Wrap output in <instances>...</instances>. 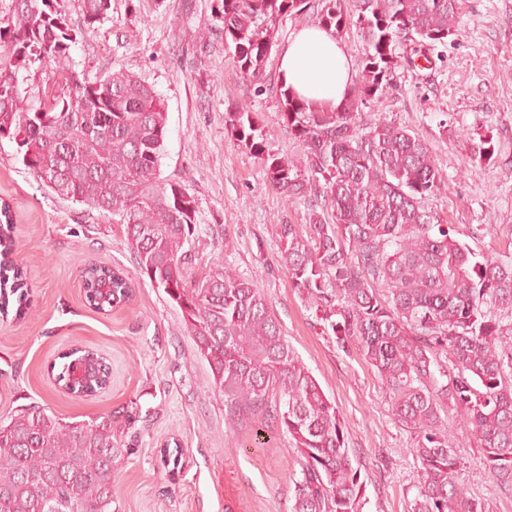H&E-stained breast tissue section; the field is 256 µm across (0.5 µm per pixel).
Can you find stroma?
<instances>
[{"label":"stroma","instance_id":"obj_1","mask_svg":"<svg viewBox=\"0 0 512 512\" xmlns=\"http://www.w3.org/2000/svg\"><path fill=\"white\" fill-rule=\"evenodd\" d=\"M81 37L72 55L89 78L112 70L136 74L167 113L161 172L196 199L192 269L203 277L235 269L263 288L301 362L337 405L347 445L361 468L358 512H411L418 463L413 435L395 420L381 384L353 344H340L328 321L292 285L281 264L276 227L305 223L309 204L285 201L264 163L232 136L229 112H252L268 153L299 157L302 147L280 116L278 53L266 63L263 89L244 78L224 45L223 0H112L110 16L86 30L80 0H59ZM393 89L361 110L424 139L447 189L427 205L473 249L512 245V0H466L457 34L429 60L405 62ZM492 138V159L470 154V137ZM0 141V202L14 224L15 253L27 271L23 313H0V423L16 409L45 408L67 422L136 409L132 451L118 466L119 512H291L298 454L286 436L256 417L224 420L210 368L196 353L181 311L142 277L124 225L54 196ZM480 229V238L471 230ZM116 266L136 284L130 301L102 313L84 298L78 265ZM75 345L109 361V387L93 398L59 389L51 366ZM461 478L486 512H512L504 490L481 462L477 437L455 411ZM177 446L179 466L160 462Z\"/></svg>","mask_w":512,"mask_h":512}]
</instances>
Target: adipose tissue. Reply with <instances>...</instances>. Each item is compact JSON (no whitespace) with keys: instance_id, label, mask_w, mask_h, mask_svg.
Listing matches in <instances>:
<instances>
[{"instance_id":"ef3b65f1","label":"adipose tissue","mask_w":512,"mask_h":512,"mask_svg":"<svg viewBox=\"0 0 512 512\" xmlns=\"http://www.w3.org/2000/svg\"><path fill=\"white\" fill-rule=\"evenodd\" d=\"M279 74L286 87L316 108L338 106L355 79L343 43L331 32L313 26L290 35L280 53Z\"/></svg>"}]
</instances>
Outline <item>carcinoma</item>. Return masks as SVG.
<instances>
[{"mask_svg": "<svg viewBox=\"0 0 512 512\" xmlns=\"http://www.w3.org/2000/svg\"><path fill=\"white\" fill-rule=\"evenodd\" d=\"M87 27L109 18L111 0H81ZM224 44L240 73L261 85L282 16L313 11L338 35L355 25L366 42L361 75L334 110L309 107L280 88L281 116L301 142L299 158L265 153L252 113H230L231 134L259 157L289 200L314 199L306 230L277 225L293 286L353 343L376 373L397 422L414 435L420 464L412 512H485L460 478L462 457L441 413L453 407L480 441L483 464L512 490V253H483L452 237L425 205L445 179L419 135L359 108L392 89L396 45L419 54L456 34L463 0H223ZM77 33L54 0H22L0 17V140L44 188L126 225L140 274L176 303L207 361L224 416L235 425L272 417L300 458L292 512H357L360 468L335 403L298 359L263 289L223 267L196 279L186 249L197 232L187 189L161 177L167 132L154 88L122 70L94 80L72 57ZM49 68L59 93L32 80ZM495 147L471 144L476 159ZM13 224L0 207V291L28 302L14 261ZM85 301L109 312L134 284L117 268L80 265ZM108 292H102V288ZM61 388L96 393L111 367L90 349L65 354ZM99 378L77 381L76 364ZM125 428L109 413L65 422L39 406L0 423V512H114Z\"/></svg>", "mask_w": 512, "mask_h": 512, "instance_id": "cac0c4a2", "label": "carcinoma"}]
</instances>
